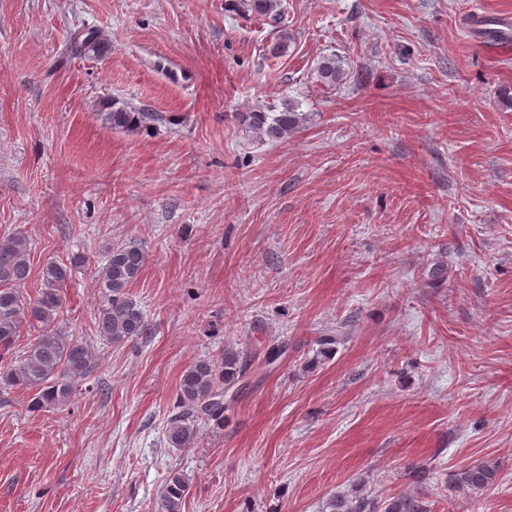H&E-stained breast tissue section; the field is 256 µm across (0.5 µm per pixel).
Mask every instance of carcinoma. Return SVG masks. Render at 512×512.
Here are the masks:
<instances>
[{
    "mask_svg": "<svg viewBox=\"0 0 512 512\" xmlns=\"http://www.w3.org/2000/svg\"><path fill=\"white\" fill-rule=\"evenodd\" d=\"M233 10L268 18L280 25L271 56L283 57L293 43V35L282 26L280 0H231ZM317 82L334 88L347 80L342 60L326 55L315 67ZM152 119L147 112L116 108L105 115L114 129L131 130ZM257 134L271 140L288 137L306 122L305 113L292 100L270 114L261 109L245 115ZM32 241L22 232L0 238V350L9 353L24 327L39 329L38 336L21 354L8 359L0 356V384L32 392L30 408L41 411L66 404L83 380L93 372L95 354L83 339L64 336L54 322L64 308L62 289L78 267V256L70 260L46 262L38 274L39 291L31 298L26 288L33 278ZM146 253L135 241L113 245L96 277L103 301L96 317V333L106 342L122 345L151 333L144 312L130 293L146 264ZM244 377L240 353L224 349L216 358L198 359L182 372L176 390L177 412L170 417L165 439L170 448H191L196 443L200 425L224 421V394ZM498 464L491 460L472 462L449 474V487L468 495L481 494L497 485ZM189 493L186 477L172 471L156 502L155 512H182ZM329 512H431L429 503L413 495L399 494L381 500L360 482L332 494Z\"/></svg>",
    "mask_w": 512,
    "mask_h": 512,
    "instance_id": "carcinoma-1",
    "label": "carcinoma"
}]
</instances>
